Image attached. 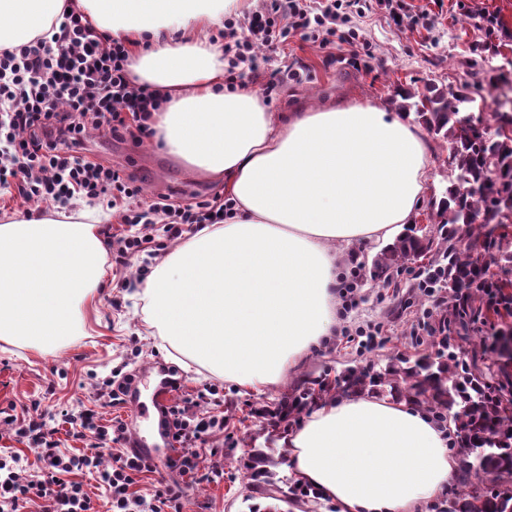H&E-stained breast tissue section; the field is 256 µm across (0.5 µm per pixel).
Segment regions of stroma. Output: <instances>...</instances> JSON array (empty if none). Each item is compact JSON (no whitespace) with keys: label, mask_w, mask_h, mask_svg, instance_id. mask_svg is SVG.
<instances>
[{"label":"stroma","mask_w":512,"mask_h":512,"mask_svg":"<svg viewBox=\"0 0 512 512\" xmlns=\"http://www.w3.org/2000/svg\"><path fill=\"white\" fill-rule=\"evenodd\" d=\"M406 2L407 16L398 25L384 7L370 0L356 20L362 34L359 44L325 48L294 36L283 49L261 53L263 74L287 67L299 73L298 79L285 81L269 97L272 111H286L299 99L315 106L343 95L376 101L396 112L402 102L400 90L428 85L468 86L481 111H498L499 75L512 74V0H444L440 7L434 0ZM489 14L495 17V26L487 25ZM86 147L91 158L125 167L134 175L147 202L165 197L174 204H194L224 190L223 182L189 176L153 138L135 146L94 134ZM447 156V145L429 139L430 203L419 216L427 224L435 221L432 201L440 199L448 186ZM143 262V257H135L127 269L111 273L106 288L82 308L83 334L70 337L53 353L42 355L0 342V411L37 400L58 424L65 412L86 406L99 410L103 418L119 417L128 425H139L141 436L152 438V425L139 421L142 407L150 402V390H141L115 407L101 406L96 391L97 383L125 362H133L136 372L149 374L154 381L171 365L166 353L156 348L142 311L129 297ZM428 263L425 257L412 259L385 284L358 280L356 304L340 324L351 331L367 324L382 326L373 351L360 353L357 342L336 337L290 367L280 384L259 392L217 373L178 370L183 392L197 396L201 410L213 409L220 401L231 407L233 415L223 437L209 438L201 446L199 470L188 485L183 512H249L253 507L259 512H303V504L274 500L264 487L250 484L246 465L255 449L275 457L282 453L260 433L252 409L275 402L298 381L348 366L364 367L379 354H416L411 333L423 308L417 303L408 308L404 302ZM212 384L223 386V393L209 394Z\"/></svg>","instance_id":"35a3bbf8"}]
</instances>
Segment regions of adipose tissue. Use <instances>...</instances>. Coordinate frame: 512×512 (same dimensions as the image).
Instances as JSON below:
<instances>
[{"instance_id": "ef3b65f1", "label": "adipose tissue", "mask_w": 512, "mask_h": 512, "mask_svg": "<svg viewBox=\"0 0 512 512\" xmlns=\"http://www.w3.org/2000/svg\"><path fill=\"white\" fill-rule=\"evenodd\" d=\"M130 47V76L167 98L152 126L192 175L224 182L223 223L166 255L136 297L157 347L242 387L277 384L336 334L337 245L394 239L427 200L425 128L409 112L337 98L271 111L224 83L209 39L241 0H0V46L50 32L65 6ZM78 210L0 223V340L39 353L82 327L107 279L102 240ZM418 404L344 395L284 441L296 480L337 512H420L459 456Z\"/></svg>"}]
</instances>
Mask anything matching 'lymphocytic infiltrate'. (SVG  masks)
Returning <instances> with one entry per match:
<instances>
[{"mask_svg":"<svg viewBox=\"0 0 512 512\" xmlns=\"http://www.w3.org/2000/svg\"><path fill=\"white\" fill-rule=\"evenodd\" d=\"M360 0H263L248 24L224 21L221 37L230 64L253 63L260 49H280L289 36L323 44H356L350 13ZM129 50L124 41L96 34L78 12L63 13L52 40L35 38L0 48V187L12 189L24 202L66 204L83 197L114 210L121 223L162 225L167 239H180L195 224L224 221V197L173 205L165 200L146 208H131L142 189L122 168L76 154L93 131L115 139L143 143L154 136L151 115L163 96L135 85L128 72ZM39 403L6 415L17 442L34 449L39 465L24 473L18 453L0 456V512H183L186 496L182 477L198 470V446L223 434V413L197 412L193 399L177 398L168 409L172 447L178 455L170 464L172 480L160 481L149 493L136 492L140 476L156 472L157 462L129 448V429L122 420L101 423L96 412L81 409L65 419L68 435L90 439L73 454L63 450L39 411ZM111 463H104L106 447Z\"/></svg>","mask_w":512,"mask_h":512,"instance_id":"lymphocytic-infiltrate-1","label":"lymphocytic infiltrate"}]
</instances>
